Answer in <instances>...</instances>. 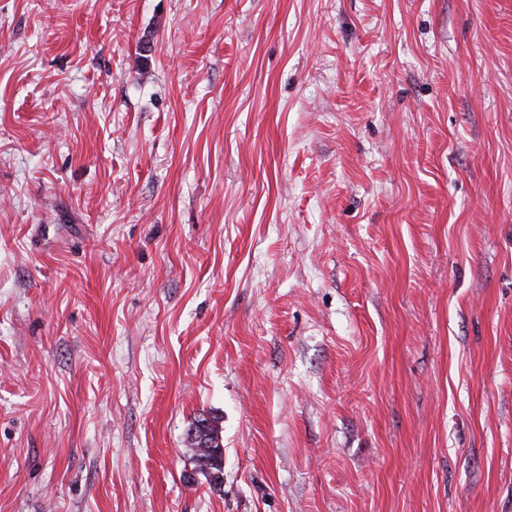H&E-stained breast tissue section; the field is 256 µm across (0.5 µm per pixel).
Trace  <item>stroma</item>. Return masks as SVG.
Returning <instances> with one entry per match:
<instances>
[{"instance_id":"obj_1","label":"stroma","mask_w":512,"mask_h":512,"mask_svg":"<svg viewBox=\"0 0 512 512\" xmlns=\"http://www.w3.org/2000/svg\"><path fill=\"white\" fill-rule=\"evenodd\" d=\"M0 512H512V0H0ZM220 432L215 418L204 415L196 419L187 432L193 453L191 458L196 468L194 472L202 473L214 488L224 483V445Z\"/></svg>"}]
</instances>
